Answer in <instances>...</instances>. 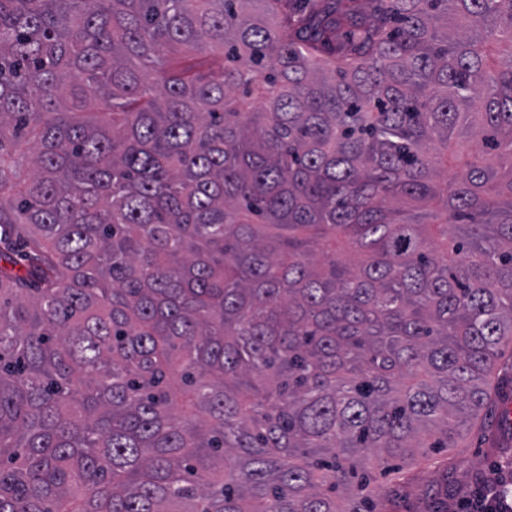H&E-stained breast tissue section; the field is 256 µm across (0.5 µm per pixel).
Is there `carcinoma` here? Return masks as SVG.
Here are the masks:
<instances>
[{
	"instance_id": "obj_1",
	"label": "carcinoma",
	"mask_w": 512,
	"mask_h": 512,
	"mask_svg": "<svg viewBox=\"0 0 512 512\" xmlns=\"http://www.w3.org/2000/svg\"><path fill=\"white\" fill-rule=\"evenodd\" d=\"M492 43L512 0H0V512H374L370 464L511 450Z\"/></svg>"
}]
</instances>
